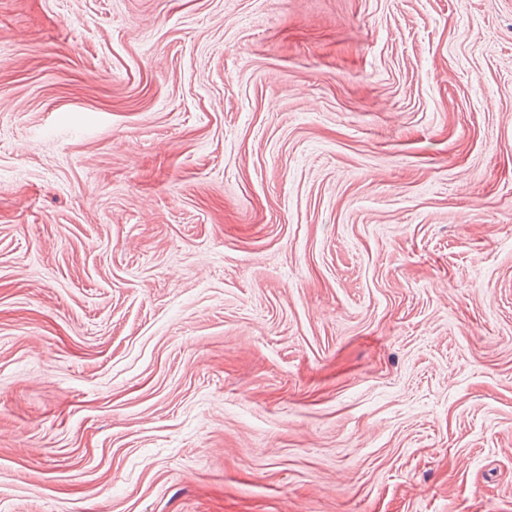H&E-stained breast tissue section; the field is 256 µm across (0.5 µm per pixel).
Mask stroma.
<instances>
[{
	"label": "stroma",
	"instance_id": "obj_1",
	"mask_svg": "<svg viewBox=\"0 0 512 512\" xmlns=\"http://www.w3.org/2000/svg\"><path fill=\"white\" fill-rule=\"evenodd\" d=\"M0 512H512V0H0Z\"/></svg>",
	"mask_w": 512,
	"mask_h": 512
}]
</instances>
